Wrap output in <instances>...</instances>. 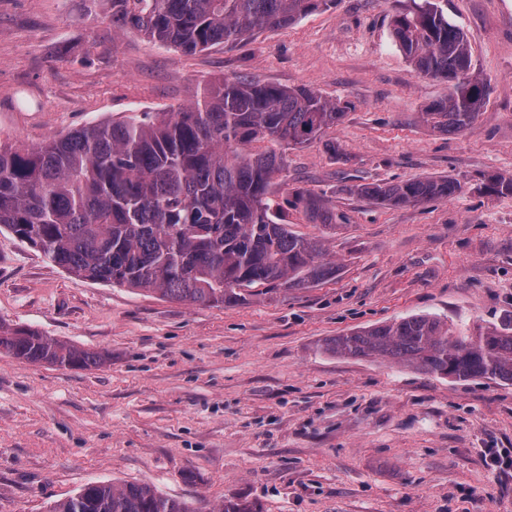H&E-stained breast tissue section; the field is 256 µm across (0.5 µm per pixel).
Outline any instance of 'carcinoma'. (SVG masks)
Here are the masks:
<instances>
[{
    "instance_id": "carcinoma-1",
    "label": "carcinoma",
    "mask_w": 512,
    "mask_h": 512,
    "mask_svg": "<svg viewBox=\"0 0 512 512\" xmlns=\"http://www.w3.org/2000/svg\"><path fill=\"white\" fill-rule=\"evenodd\" d=\"M112 26L186 54L289 25L335 0H92ZM397 47L423 74L448 82V95L422 113L440 132L467 128L487 100L472 71L464 32L446 0H414L392 20ZM348 105L299 86L250 76L204 88L169 112H135L88 124L40 145L0 148V227L39 247L78 279L102 281L195 305L236 304L254 287L303 288L337 266L323 241L288 230V208L329 219L318 197L295 190L272 208L273 178L285 170L282 143L303 147L343 119ZM261 147H256V144ZM449 178L353 185L379 207L420 206L455 196ZM484 189L512 194V176ZM341 357L379 356L454 380L512 384V318L477 336L412 315L332 339ZM0 351L31 362L97 367L96 351L23 327L0 325ZM49 512H194L146 485L90 483Z\"/></svg>"
}]
</instances>
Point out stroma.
I'll return each mask as SVG.
<instances>
[{"instance_id":"35a3bbf8","label":"stroma","mask_w":512,"mask_h":512,"mask_svg":"<svg viewBox=\"0 0 512 512\" xmlns=\"http://www.w3.org/2000/svg\"><path fill=\"white\" fill-rule=\"evenodd\" d=\"M411 0H337L191 56L88 16L84 0H0V144H39L166 112L253 74L347 102L323 141L286 152L270 200L317 195L289 228L324 240L335 276L198 306L80 281L0 230V323L107 356L97 368L0 352V512H48L90 483L150 486L215 512H512V384L454 381L326 340L418 314L474 336L512 317V0H448L488 89L458 134L421 114L446 92L396 47ZM336 142L330 152L327 142ZM453 177L454 197L382 208L345 186Z\"/></svg>"}]
</instances>
